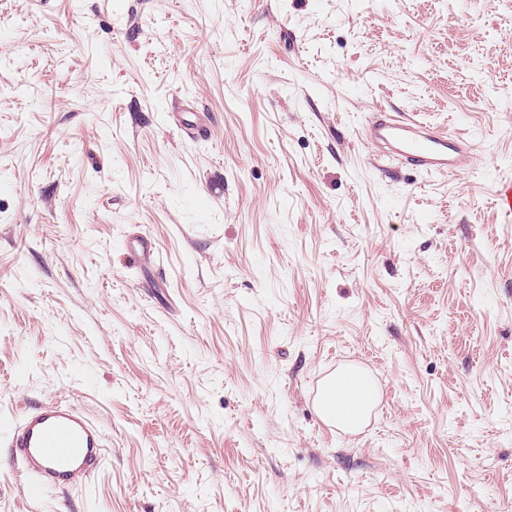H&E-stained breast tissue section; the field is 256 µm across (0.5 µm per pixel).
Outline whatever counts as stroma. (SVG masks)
I'll return each mask as SVG.
<instances>
[{"label": "stroma", "mask_w": 512, "mask_h": 512, "mask_svg": "<svg viewBox=\"0 0 512 512\" xmlns=\"http://www.w3.org/2000/svg\"><path fill=\"white\" fill-rule=\"evenodd\" d=\"M376 105L472 169L374 161ZM508 183L512 0H0V415L109 443L33 504L0 437V512H512ZM376 397L377 391L366 373L358 366L346 365L326 379L317 412L339 428L357 431L365 424Z\"/></svg>", "instance_id": "35a3bbf8"}]
</instances>
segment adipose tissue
<instances>
[{
    "mask_svg": "<svg viewBox=\"0 0 512 512\" xmlns=\"http://www.w3.org/2000/svg\"><path fill=\"white\" fill-rule=\"evenodd\" d=\"M377 391L358 366L340 367L328 377L317 403L319 416L337 427L356 431L365 424Z\"/></svg>",
    "mask_w": 512,
    "mask_h": 512,
    "instance_id": "adipose-tissue-1",
    "label": "adipose tissue"
}]
</instances>
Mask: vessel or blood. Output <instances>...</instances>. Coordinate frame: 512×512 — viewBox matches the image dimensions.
Wrapping results in <instances>:
<instances>
[{
	"label": "vessel or blood",
	"mask_w": 512,
	"mask_h": 512,
	"mask_svg": "<svg viewBox=\"0 0 512 512\" xmlns=\"http://www.w3.org/2000/svg\"><path fill=\"white\" fill-rule=\"evenodd\" d=\"M364 142L419 173L453 176L473 165L468 137L382 108H374ZM8 446L25 479L23 491L40 502L45 491L90 482L106 458L101 429L75 403L50 401L23 409Z\"/></svg>",
	"instance_id": "obj_1"
}]
</instances>
